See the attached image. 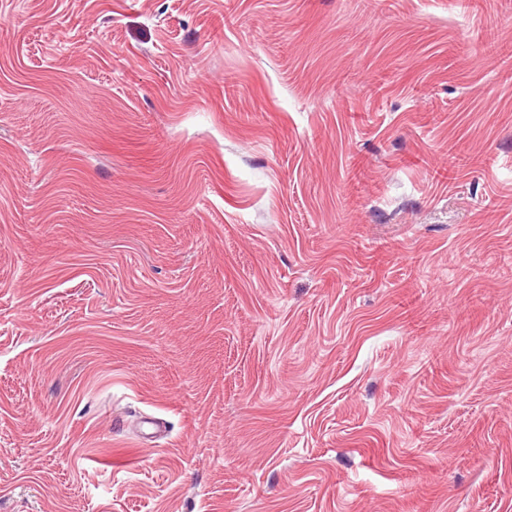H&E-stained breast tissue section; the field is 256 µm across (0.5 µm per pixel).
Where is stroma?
Instances as JSON below:
<instances>
[{"instance_id":"stroma-1","label":"stroma","mask_w":512,"mask_h":512,"mask_svg":"<svg viewBox=\"0 0 512 512\" xmlns=\"http://www.w3.org/2000/svg\"><path fill=\"white\" fill-rule=\"evenodd\" d=\"M0 512H512V0H0Z\"/></svg>"}]
</instances>
